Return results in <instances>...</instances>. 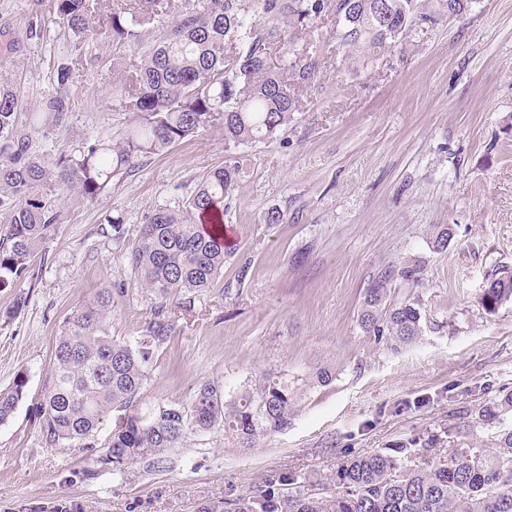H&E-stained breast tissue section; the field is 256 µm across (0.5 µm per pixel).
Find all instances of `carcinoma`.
I'll return each mask as SVG.
<instances>
[{
  "instance_id": "carcinoma-1",
  "label": "carcinoma",
  "mask_w": 512,
  "mask_h": 512,
  "mask_svg": "<svg viewBox=\"0 0 512 512\" xmlns=\"http://www.w3.org/2000/svg\"><path fill=\"white\" fill-rule=\"evenodd\" d=\"M201 10L175 23L151 49L129 61L128 88L120 107L135 124L117 140H99L60 153L52 160L32 151L41 129L39 113L20 120V95L0 81V286L29 272L31 258L59 220L49 197L57 187L96 199L140 158L159 155L208 126L222 125L224 146L269 140L288 125L298 100L296 86L312 80L316 57L298 51L294 35L313 27L324 14L335 17L342 62H374L403 41L417 20H428L422 0H201ZM104 0H51L25 21L26 37L41 40L49 25L77 38H100L136 47L143 27L168 13V0H121L100 21ZM279 44L288 64L274 70L254 45ZM71 68L61 65L57 85L42 111L61 124L72 109ZM237 165L205 173L181 210L160 207L141 225L128 249L131 270L162 301L185 297L182 309L212 287L231 254L224 237V200L237 187ZM417 282L418 270H381L367 289L359 314L362 330L409 344L421 336L419 301L387 304L395 275ZM512 300V271L488 279L482 305L493 311ZM112 292L103 289L61 330L45 376L39 407L46 448H104L98 462L112 468L149 459L159 467L196 431L222 427L251 441L290 423L297 395L282 380H266L230 404L218 386L200 385L189 407L162 405L150 415L135 403L150 375L156 350L176 330L175 320L157 307L140 335L117 340L111 334ZM19 373L0 390V424L14 414L26 393ZM512 392L480 406L454 426L479 425L491 431L489 444L452 449L446 467L415 464L418 447L431 448L438 436L395 448L354 455L327 481L295 473H275L258 495L206 504L201 512H512ZM114 416L112 434L99 444L102 421ZM448 428L444 432L452 431ZM290 487L284 492V487Z\"/></svg>"
}]
</instances>
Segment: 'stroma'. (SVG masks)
<instances>
[{"instance_id": "obj_1", "label": "stroma", "mask_w": 512, "mask_h": 512, "mask_svg": "<svg viewBox=\"0 0 512 512\" xmlns=\"http://www.w3.org/2000/svg\"><path fill=\"white\" fill-rule=\"evenodd\" d=\"M35 7L0 0V80L36 111L58 66L71 62L78 99L62 124L47 121L35 150L54 156L118 139L135 117L120 107L112 59L130 49L57 27L28 41ZM334 27L325 16L298 36L320 66L275 138L228 152L223 128H208L141 159L94 201L57 190L56 228L27 277L0 288V317H10L0 320V389L21 371L28 380L0 425V512H200L254 495L276 472L332 476L349 454L441 433L512 390V301L492 312L482 305L488 279L512 269V0H473L452 18L436 12L355 70L342 65ZM230 156L238 187L224 222L237 249L193 311L168 300L177 328L136 407L191 406L205 382L230 401L279 378L300 395L288 428L249 443L200 431L161 468L115 471L98 463L99 449L43 447L37 410L64 322L107 288L114 338L139 335L158 299L128 264L132 240L156 208L181 209ZM273 209L282 223H265ZM437 224L453 232L439 251ZM389 265L421 270L418 282L392 285L395 301L421 304L423 333L408 345L358 322L367 288ZM323 368L332 379L320 385L313 377Z\"/></svg>"}]
</instances>
